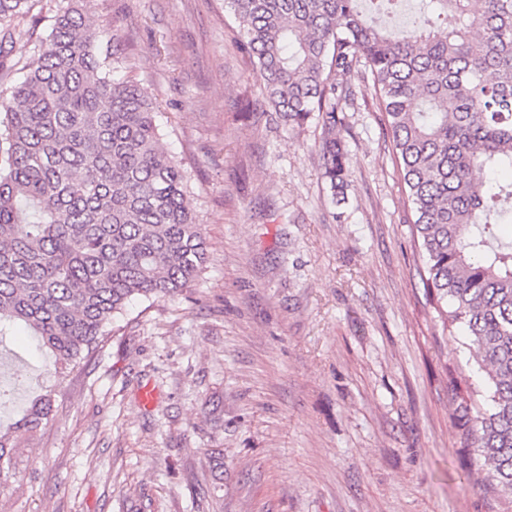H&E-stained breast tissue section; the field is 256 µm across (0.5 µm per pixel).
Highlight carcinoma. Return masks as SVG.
I'll return each instance as SVG.
<instances>
[{
    "mask_svg": "<svg viewBox=\"0 0 512 512\" xmlns=\"http://www.w3.org/2000/svg\"><path fill=\"white\" fill-rule=\"evenodd\" d=\"M87 0H63L37 57L20 69L10 47L33 38L31 0H0V335L24 324L63 377L108 335L135 296H175L207 262L184 170L164 151L158 112L122 61L86 24ZM239 49L290 128L312 120L333 199L345 200V126L353 91L338 78L365 67L413 212L423 283L442 331L462 328L484 369L478 391L448 381L485 485L512 502V0H422L414 30L369 15L403 0H225ZM482 395L486 407L475 396ZM44 395L0 430V480L17 441L51 413Z\"/></svg>",
    "mask_w": 512,
    "mask_h": 512,
    "instance_id": "1",
    "label": "carcinoma"
}]
</instances>
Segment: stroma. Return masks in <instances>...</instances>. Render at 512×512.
<instances>
[{"mask_svg": "<svg viewBox=\"0 0 512 512\" xmlns=\"http://www.w3.org/2000/svg\"><path fill=\"white\" fill-rule=\"evenodd\" d=\"M90 21L160 112L208 262L64 379L22 327L0 336V424L54 391L0 512H512L465 441L447 369L466 385L477 365L434 319L362 72L339 205L320 125L273 112L224 0H93Z\"/></svg>", "mask_w": 512, "mask_h": 512, "instance_id": "35a3bbf8", "label": "stroma"}]
</instances>
